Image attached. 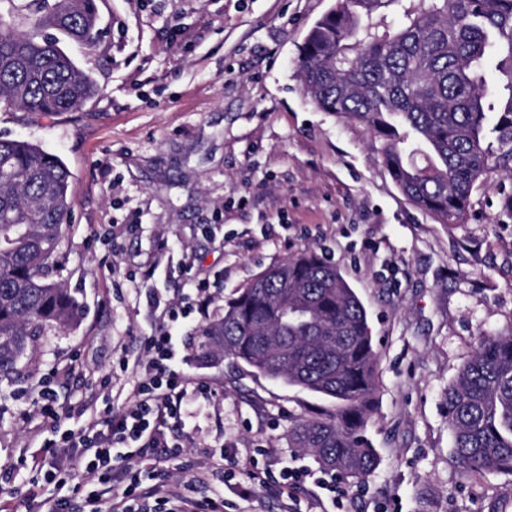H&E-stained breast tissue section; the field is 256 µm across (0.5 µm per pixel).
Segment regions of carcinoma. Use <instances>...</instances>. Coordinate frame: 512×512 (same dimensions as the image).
Returning <instances> with one entry per match:
<instances>
[{
	"label": "carcinoma",
	"instance_id": "obj_1",
	"mask_svg": "<svg viewBox=\"0 0 512 512\" xmlns=\"http://www.w3.org/2000/svg\"><path fill=\"white\" fill-rule=\"evenodd\" d=\"M9 3L0 20V108L72 112L94 83L44 34L92 48L96 0ZM303 82L322 112L363 124L399 191L440 223L460 221L494 168L512 170V0H336L309 30ZM504 80L490 85V63ZM506 96L485 142L489 99ZM71 172L26 140L0 138V378L36 337L73 328L81 304L52 278L72 209ZM251 373L322 396L332 407L295 421L291 448L362 478L378 465L366 437L377 377L367 310L336 266L312 249L236 291L199 331ZM454 454L466 475L512 472V333L484 337L446 392Z\"/></svg>",
	"mask_w": 512,
	"mask_h": 512
}]
</instances>
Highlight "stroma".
Wrapping results in <instances>:
<instances>
[{"mask_svg": "<svg viewBox=\"0 0 512 512\" xmlns=\"http://www.w3.org/2000/svg\"><path fill=\"white\" fill-rule=\"evenodd\" d=\"M93 48L63 47L95 95L74 112L0 110V137L55 154L72 174L71 228L60 280L84 306L77 328L38 337L0 380V502L36 479L30 466L56 431L121 411L138 384L123 360L166 329L189 391L168 439L170 480L264 449L260 467L319 472L288 429L328 399L253 376L197 347L203 318L261 271L305 248L323 253L369 316L378 390L367 436L380 455L343 479L342 512H512V474L463 478L445 392L482 336L512 332V172L496 169L458 224L402 196L363 125L306 98L300 47L335 0H96ZM218 279L205 317L167 310ZM155 290L157 305L147 303ZM111 376V390L100 382ZM60 419L40 412L44 386ZM94 411L80 412L83 398ZM320 490L295 499L225 492L226 512H318Z\"/></svg>", "mask_w": 512, "mask_h": 512, "instance_id": "stroma-1", "label": "stroma"}]
</instances>
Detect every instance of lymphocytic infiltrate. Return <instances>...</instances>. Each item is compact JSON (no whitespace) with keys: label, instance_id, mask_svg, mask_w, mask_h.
<instances>
[{"label":"lymphocytic infiltrate","instance_id":"obj_1","mask_svg":"<svg viewBox=\"0 0 512 512\" xmlns=\"http://www.w3.org/2000/svg\"><path fill=\"white\" fill-rule=\"evenodd\" d=\"M141 347L145 357L132 365L139 384L128 396L127 408L106 420L104 429L91 426L76 433L67 432L64 441L72 452L63 464L44 456L35 458L36 467L44 470L46 480L57 488V495L46 512H151L155 504L161 506L162 512H224L223 496L202 502L192 495L197 485L208 482L209 473L205 470L192 473L176 485L165 479L145 485L126 472L122 475L123 492L113 496L110 487L114 477L113 450L131 446L142 461L154 460L157 449L166 445L165 419L180 411L187 394L188 380L176 367L180 350L172 336L164 330L156 332L144 337ZM61 470L98 476L104 489L89 498L74 499L68 494L65 481L57 477ZM245 476L249 483L239 486L238 491L246 497L258 487L292 494L312 477L310 471L290 466L283 467L279 480L271 483L261 480L259 472L253 469L246 470ZM315 480L329 492L333 505L341 506L345 492L336 481L321 476Z\"/></svg>","mask_w":512,"mask_h":512}]
</instances>
